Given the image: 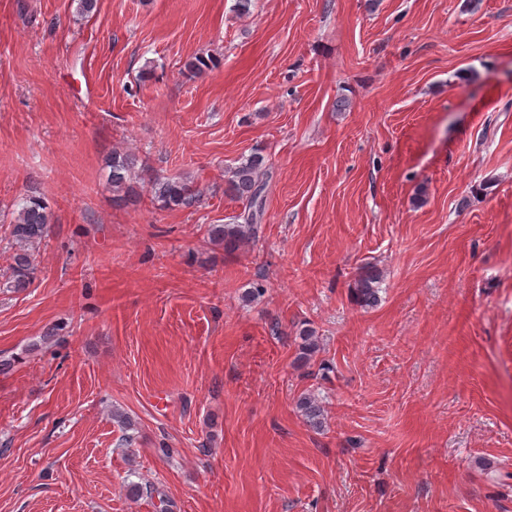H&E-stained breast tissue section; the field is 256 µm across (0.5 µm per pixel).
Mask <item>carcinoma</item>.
I'll return each mask as SVG.
<instances>
[{"instance_id":"cac0c4a2","label":"carcinoma","mask_w":512,"mask_h":512,"mask_svg":"<svg viewBox=\"0 0 512 512\" xmlns=\"http://www.w3.org/2000/svg\"><path fill=\"white\" fill-rule=\"evenodd\" d=\"M109 169L107 184L119 200L140 197L141 184L150 185L151 197L167 209L196 207L204 196V189L193 179L169 178L155 175L144 179L137 170L136 157L125 150L115 149L105 162ZM266 172L263 155L252 153L241 159L230 171L227 191L244 204L243 222L210 224L206 229L208 240L224 247L227 253L243 249L253 241L257 232V222L263 212L262 178ZM52 224V214L46 202L39 196H26L10 224L9 245L12 250L9 288H27L34 275L33 249L48 235ZM380 273L366 268L355 282L354 296L362 307H372L378 302ZM300 353L298 360L308 362L317 352L319 343L315 332L309 328L300 330ZM297 409L309 425L315 429L324 423V410L318 398L312 393H304L297 400Z\"/></svg>"}]
</instances>
